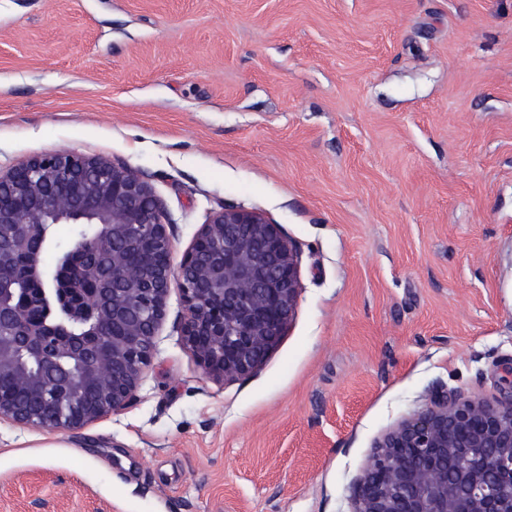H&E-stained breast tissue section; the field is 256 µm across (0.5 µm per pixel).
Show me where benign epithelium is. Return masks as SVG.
<instances>
[{"mask_svg":"<svg viewBox=\"0 0 512 512\" xmlns=\"http://www.w3.org/2000/svg\"><path fill=\"white\" fill-rule=\"evenodd\" d=\"M47 224H91L72 250L88 258L86 293L72 267H39ZM167 215L132 169L59 151L0 175V377L15 395L0 419L69 431L126 408L153 358L172 276L180 336L204 374L257 372L291 325L298 247L262 212L226 206L201 225L178 267ZM35 279V296L20 284ZM50 296L61 320L33 319ZM503 399L446 393L389 429L355 480L352 512H512V377Z\"/></svg>","mask_w":512,"mask_h":512,"instance_id":"7a95c632","label":"benign epithelium"}]
</instances>
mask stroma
Listing matches in <instances>:
<instances>
[{"label": "stroma", "instance_id": "35a3bbf8", "mask_svg": "<svg viewBox=\"0 0 512 512\" xmlns=\"http://www.w3.org/2000/svg\"><path fill=\"white\" fill-rule=\"evenodd\" d=\"M134 170L176 255L223 206L301 254L262 368L204 375L171 284L120 413L0 420V512H351L382 434L512 370V0H0V172Z\"/></svg>", "mask_w": 512, "mask_h": 512}]
</instances>
